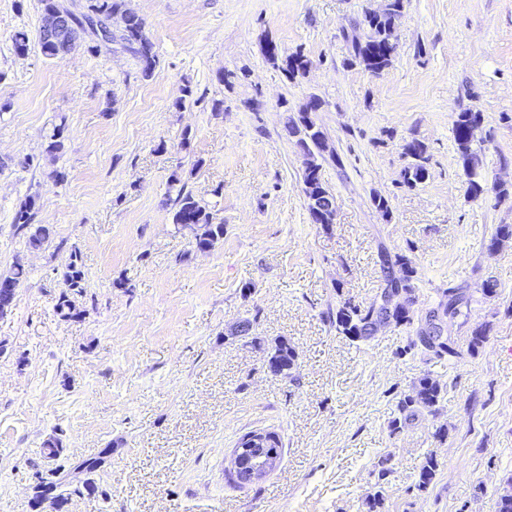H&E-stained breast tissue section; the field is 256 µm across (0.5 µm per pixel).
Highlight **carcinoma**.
I'll use <instances>...</instances> for the list:
<instances>
[{"mask_svg":"<svg viewBox=\"0 0 512 512\" xmlns=\"http://www.w3.org/2000/svg\"><path fill=\"white\" fill-rule=\"evenodd\" d=\"M406 0H388V12L378 18L363 13L362 17L353 20L350 28L365 31L364 41L350 42V55L346 59V65L359 66L375 75L389 68L397 51V45L388 42L386 26L392 21H397L403 15ZM85 14L94 16L100 20L107 18L114 11L129 13L127 28L114 38V41L130 52L141 65V74L145 79L153 76L157 61L153 51V44L145 30L144 20L130 7L127 0H87L83 5ZM265 59L281 68L286 78L295 81L309 70L312 61L298 49L292 53L282 55L276 44L269 42L263 49ZM323 101L316 95H311L307 101L294 109L288 106V102H282L284 111L289 113L285 121V130L288 135L301 133L294 140L299 153L303 156V191L307 198L308 212L312 223L320 224L325 229H330L333 220L330 212L326 210V195L331 189L326 185L321 176L322 162L329 159L337 166H343L340 155H331L323 152L322 140L325 133L321 128L309 132L300 129V125L308 112H318L322 109ZM482 120L481 113L472 109H464L455 114L452 124V133L457 146V154L461 171L467 183L468 196L478 199L490 190L498 195H506L509 189L504 183L488 184L479 150L474 147L471 131ZM65 150L63 127L54 126L51 134L46 136L45 152L55 157ZM401 155L405 165L401 170L400 185L412 190L424 183L430 176L429 166L431 154L426 142L416 137H410L402 141ZM173 224L181 226L191 224L195 229L196 250L200 252L210 251L222 239H224V224L215 221L214 214L208 205L185 188L177 190L174 200ZM36 197L29 196L21 203L13 218L16 231L26 235V244L29 248L38 250L44 246L50 237L49 228L34 224ZM79 256L71 254V261L63 273L64 291L54 306L55 313L64 319L77 316L74 296L84 294V274L78 265ZM392 265L398 267L399 280L385 276V286L402 291L408 299H413L419 281L418 270L415 262L406 254L395 255ZM25 270L21 266H15L8 272L0 275L4 277L0 285V300L8 295V287H16L24 277ZM468 303L466 293L460 288L449 287L442 291V298L436 307L430 309L424 318L417 319L411 312L394 313L395 326L414 329V337L411 338L407 349L419 348L432 354L436 358L445 356L457 357L459 352L452 345L437 342L434 339L433 321L440 315L453 313L458 316L461 308ZM377 317L375 302L367 304L355 303L345 300L336 306V311L328 312L329 322L335 326L336 331L343 334L353 342H366L374 335L372 324ZM297 353L286 341L276 344L268 363L276 369V374L288 378L296 366ZM442 399L440 385L430 376L424 375L413 383L411 390L403 395L397 404L398 416L392 419V431L412 425L425 411L431 413L436 410ZM62 451V439L55 434L44 443L43 457L56 461ZM439 467L437 459L430 455L421 467L417 488L422 489L430 484Z\"/></svg>","mask_w":512,"mask_h":512,"instance_id":"cac0c4a2","label":"carcinoma"}]
</instances>
